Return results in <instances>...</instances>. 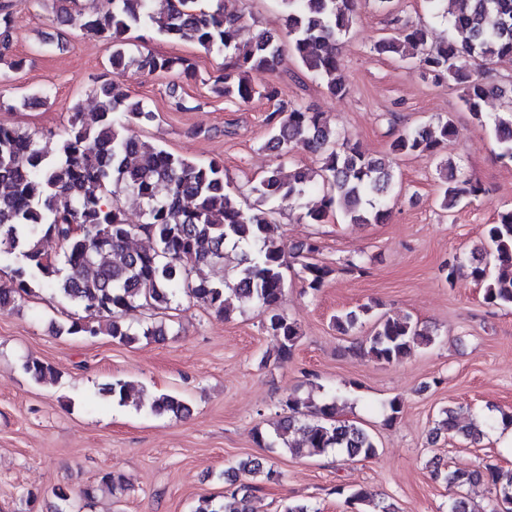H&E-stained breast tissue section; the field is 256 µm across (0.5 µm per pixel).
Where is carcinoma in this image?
Segmentation results:
<instances>
[{
    "instance_id": "cac0c4a2",
    "label": "carcinoma",
    "mask_w": 512,
    "mask_h": 512,
    "mask_svg": "<svg viewBox=\"0 0 512 512\" xmlns=\"http://www.w3.org/2000/svg\"><path fill=\"white\" fill-rule=\"evenodd\" d=\"M200 2L102 0V11L87 15L78 0H52L60 25L90 32L111 44L109 64L115 79L94 89L98 107L92 121L85 119L80 105L71 108L69 127L53 155L32 135L0 125V266L12 272L10 284L0 287V306L32 293L33 285L44 284L87 312L71 322L68 334L106 335L131 345L142 339L162 341L168 328L163 321H150L134 329L124 320L130 310L166 312L184 293L224 316L235 298L263 310V327L276 343L275 360L284 363L301 338L297 323L279 307L286 272L299 266L301 280L316 291L332 268L315 261V243L287 247L275 235L272 201L286 199L301 207L298 220L304 224L322 223L335 207L351 223H378L389 216L388 202L396 195L397 161L416 155L438 159L437 202L444 211L472 203L481 187L442 156L456 132L450 119L393 131L386 159L362 152L328 126L323 113L281 101L267 116L272 136L266 143L278 151L279 163L253 187L251 203L232 189L223 167L199 164L140 140L130 133V126L153 119V112L130 98L120 77L133 69L169 73L184 62L143 53L131 40L133 31L193 42L209 53L227 56L213 92L238 105L278 97L276 88L257 84L251 76L276 71L286 52L331 97L350 93L340 73L339 55L356 21L358 0H279L288 32L286 48L269 29L238 42L243 14L223 7L222 0H210L209 10ZM426 2L435 17L447 19L450 29L466 34L462 43L435 42L427 24L405 22L374 42L373 51L412 64L436 84L448 81L457 86L472 119L493 135L496 158L512 161V97L502 111H484L489 100L502 98L505 92L486 82L474 67L476 62L487 65L512 59V0ZM14 30L13 3L6 0L0 3V63L19 69L23 61L13 54ZM300 150L319 158V169L294 163L292 156ZM316 177L321 180L322 205L309 209L302 200L314 189ZM127 197L142 204L144 223H128L122 205ZM142 235L152 246L129 249L130 240ZM48 240L59 246L57 253L44 250ZM228 245L241 249L234 282L190 278L193 268L224 266ZM465 267L484 287L487 304L512 307V208L498 212L493 223L483 226L469 264L455 256L441 271L451 282ZM370 319L371 330L361 340L359 352L378 362H400L435 342L432 332L411 317L378 315L371 304L337 314L333 325L348 336ZM23 369L36 381L51 373L48 365L34 359L25 360ZM102 391L121 406L131 405L156 417L190 412L182 399L169 393L156 395L145 405L131 396L129 383L122 380L112 381ZM338 400L336 394L317 401L288 393L283 401L285 416L273 433H257V442L286 448L297 456L335 453L348 460L375 456L373 437L340 417ZM442 414L438 426L449 436L472 443L483 437L480 424H459L460 411L449 408ZM431 464L433 478L454 489L449 512H475L462 489L480 482L488 485L490 493L485 512H512V470L488 460L474 470H452L438 458ZM235 470L268 479L273 474L259 460L241 461ZM100 486L115 493L125 491L127 484L123 474L111 471L102 476ZM224 498L234 505L223 507L204 498L194 512H251L250 493L243 488L225 490ZM345 503L364 506L362 512H395L392 504L375 499L362 487L351 492Z\"/></svg>"
}]
</instances>
